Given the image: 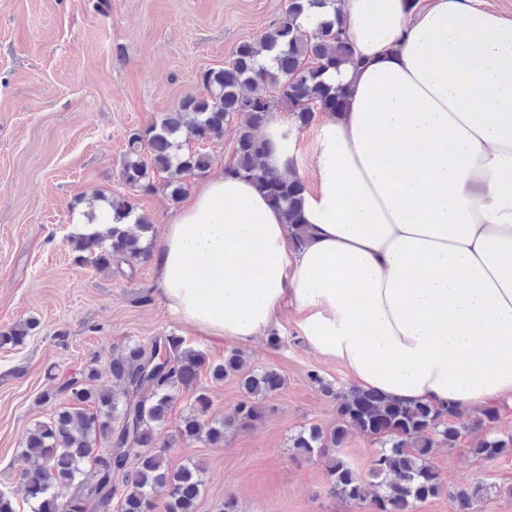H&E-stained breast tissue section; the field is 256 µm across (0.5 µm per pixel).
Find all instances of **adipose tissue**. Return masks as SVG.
Returning a JSON list of instances; mask_svg holds the SVG:
<instances>
[{"label":"adipose tissue","mask_w":512,"mask_h":512,"mask_svg":"<svg viewBox=\"0 0 512 512\" xmlns=\"http://www.w3.org/2000/svg\"><path fill=\"white\" fill-rule=\"evenodd\" d=\"M356 64L329 71L305 240L249 181L211 168L173 212L154 291L242 343L285 309L356 386L438 408L512 399V20L474 0H343ZM281 113L267 167L298 163Z\"/></svg>","instance_id":"ef3b65f1"}]
</instances>
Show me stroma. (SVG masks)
I'll list each match as a JSON object with an SVG mask.
<instances>
[{
	"instance_id": "1",
	"label": "stroma",
	"mask_w": 512,
	"mask_h": 512,
	"mask_svg": "<svg viewBox=\"0 0 512 512\" xmlns=\"http://www.w3.org/2000/svg\"><path fill=\"white\" fill-rule=\"evenodd\" d=\"M288 0H0V330L36 319L24 345L0 348V491L31 512L20 474V444L35 423L66 401L58 386L87 364L106 370L129 339L175 334L219 363L240 351L248 367L274 369L284 387L262 403L252 425L224 441L182 440L193 391L181 390L156 445L170 468L194 461L205 487L196 512H357L327 494L322 459L295 456L289 438L304 426H336V403L310 379L352 388L336 358L301 336L296 314L282 315L280 345L263 335L246 344L211 336L173 315L154 291L153 262L100 270L76 263L68 239L88 231L85 201H129L163 235L178 201L142 194L120 175L129 137L204 91L201 75L226 66L237 47L287 16ZM197 387L211 398L208 419L231 415L243 393L235 378ZM55 393L43 402L44 393ZM461 447L434 448L430 462L447 490L483 485L476 512H512V448L492 460Z\"/></svg>"
}]
</instances>
